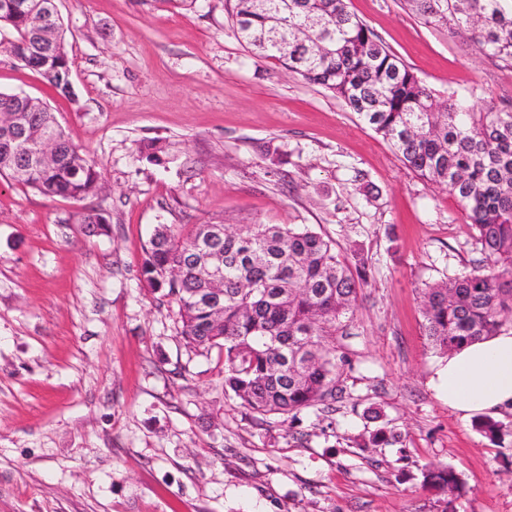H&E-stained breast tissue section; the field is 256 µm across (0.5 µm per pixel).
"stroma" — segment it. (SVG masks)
Here are the masks:
<instances>
[{"instance_id":"obj_1","label":"stroma","mask_w":512,"mask_h":512,"mask_svg":"<svg viewBox=\"0 0 512 512\" xmlns=\"http://www.w3.org/2000/svg\"><path fill=\"white\" fill-rule=\"evenodd\" d=\"M349 6L441 95L512 103L511 64L405 0ZM57 7L72 95L9 53L5 26L0 92L46 101L104 187L75 202L0 177V512H441L428 466L459 475L456 512H512V435L449 410L423 332L421 288L483 258L458 203L333 93L257 60L224 0ZM158 224L305 226L366 259L329 341L331 409L260 420L225 395L223 353L190 352L141 274ZM380 427L399 442L362 447Z\"/></svg>"}]
</instances>
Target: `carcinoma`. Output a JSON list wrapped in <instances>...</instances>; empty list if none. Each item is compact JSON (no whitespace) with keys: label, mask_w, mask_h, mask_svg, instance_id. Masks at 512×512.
I'll return each instance as SVG.
<instances>
[{"label":"carcinoma","mask_w":512,"mask_h":512,"mask_svg":"<svg viewBox=\"0 0 512 512\" xmlns=\"http://www.w3.org/2000/svg\"><path fill=\"white\" fill-rule=\"evenodd\" d=\"M0 0V24L15 38L9 51L55 90L71 93V69L59 16H17ZM427 25L465 35L480 49L512 61V0H406ZM235 33L254 55L331 91L386 140L417 176L448 191L477 232L484 272L426 284L424 335L443 354L512 324V107H477L443 97L420 81L351 11L347 0H225ZM36 30L51 33L60 53L32 50ZM0 127L20 125L33 139L52 138L59 157L48 163L3 151L0 175L46 198L82 201L100 188L101 171L75 146L48 105L12 98ZM212 228L188 232L160 224L144 253L142 274L154 292L176 303L189 351L224 352V393L260 416L297 417L342 395L343 380L328 338L355 315L363 281L336 255L332 240L282 224H241L211 238L224 255L223 309L199 300L209 269L188 252ZM178 270V275L171 270ZM475 427L496 442L508 426L488 417ZM396 441L378 429L365 447ZM422 487L442 496L444 510L464 486L448 467L423 472Z\"/></svg>","instance_id":"1"}]
</instances>
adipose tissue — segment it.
<instances>
[{
    "label": "adipose tissue",
    "instance_id": "1",
    "mask_svg": "<svg viewBox=\"0 0 512 512\" xmlns=\"http://www.w3.org/2000/svg\"><path fill=\"white\" fill-rule=\"evenodd\" d=\"M442 375L448 407L461 418L512 411V329L448 353Z\"/></svg>",
    "mask_w": 512,
    "mask_h": 512
}]
</instances>
